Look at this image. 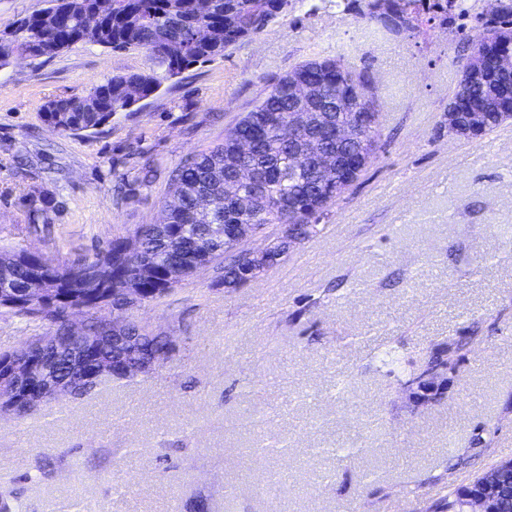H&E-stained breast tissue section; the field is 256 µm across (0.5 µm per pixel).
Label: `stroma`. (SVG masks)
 I'll return each instance as SVG.
<instances>
[{
	"mask_svg": "<svg viewBox=\"0 0 512 512\" xmlns=\"http://www.w3.org/2000/svg\"><path fill=\"white\" fill-rule=\"evenodd\" d=\"M462 56L455 34L381 36L336 0H292L80 134L45 104L149 71L145 51L86 43L0 67V249L66 262L159 221L180 160L301 62L368 71L383 123L318 236L248 284L210 268L130 311L175 336L160 368L0 417V493L19 512H436L512 459V120L449 137ZM438 348L452 368L425 402L411 375ZM264 417L284 451L259 452Z\"/></svg>",
	"mask_w": 512,
	"mask_h": 512,
	"instance_id": "35a3bbf8",
	"label": "stroma"
}]
</instances>
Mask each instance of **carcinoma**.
<instances>
[{
  "label": "carcinoma",
  "instance_id": "carcinoma-1",
  "mask_svg": "<svg viewBox=\"0 0 512 512\" xmlns=\"http://www.w3.org/2000/svg\"><path fill=\"white\" fill-rule=\"evenodd\" d=\"M290 0H49L56 24L41 25L39 13L16 22L19 36L0 44V66L14 56L53 58L80 43H93L114 50L142 49L155 69L148 73L114 74L84 96L51 100L44 109L45 121L62 132L78 133L101 126L105 116L121 108L130 92L142 98L153 96L163 80L196 63L224 56L233 45L262 32L288 9ZM105 6V16L95 30L85 26L84 14ZM477 0H336V8L354 14L393 34L414 33L426 27L463 29L465 20L475 21V35L465 38L466 64L456 92L460 112L483 114L481 134L488 135L507 118L501 113L512 105V71L502 69L497 58L512 53V0H500L494 11H476ZM306 72L326 103L345 97L349 104L327 115L320 129L322 146L336 148L332 129L348 126L376 154L382 139V124L363 125L361 113L374 112L375 87L369 76L348 68L339 59L311 60L294 72ZM288 77H283L246 116L224 131V141L181 161L172 172L169 194L179 204L167 214L165 226L143 224L134 231L139 252L132 255L128 270L143 264L154 270L144 282L146 304L173 291L167 275L187 279L197 272L199 254L210 224H302L309 240L322 231L321 217L344 194V179L319 185L313 159L301 147L305 132L296 127L288 112ZM250 140L252 150L242 156L240 139ZM257 168L259 178L241 187L251 206L241 209L224 196V178L237 164ZM124 242L119 237L91 255H80L69 264L51 255L30 256L0 252L8 276L0 279V298L23 291L28 285L29 261L40 263L49 277V302L41 306L9 305L0 301V313H11L44 324V331L31 337L39 343L27 357L50 364L63 378L70 375L69 361L57 351L53 340L60 334L59 320L67 305H84L96 311L112 295V272L106 270L112 253ZM219 271L222 283L235 284L241 266L239 249L224 242V249L207 260ZM125 335L138 337V351H161L173 344L149 325L132 321Z\"/></svg>",
  "mask_w": 512,
  "mask_h": 512
}]
</instances>
